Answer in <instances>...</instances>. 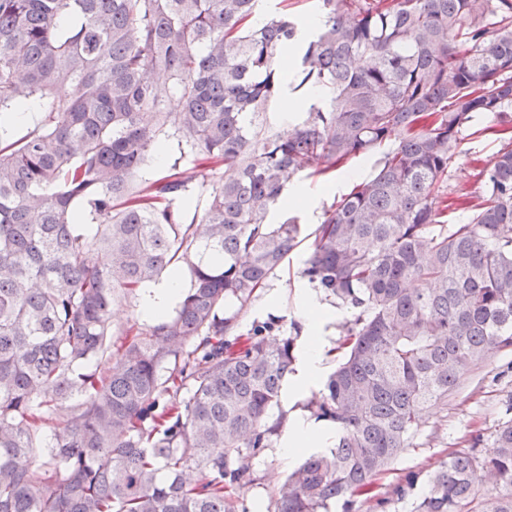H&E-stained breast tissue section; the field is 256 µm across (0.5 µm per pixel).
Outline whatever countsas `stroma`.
<instances>
[{
    "mask_svg": "<svg viewBox=\"0 0 512 512\" xmlns=\"http://www.w3.org/2000/svg\"><path fill=\"white\" fill-rule=\"evenodd\" d=\"M459 149V159L448 174L446 219L451 224L468 218L478 193L476 175L498 151L499 136L490 129L488 119L481 117L471 130L464 132ZM378 159L375 152L357 155L336 170L326 173L309 170L295 181V188L304 193L303 202L278 208L272 213L271 220L277 223L289 216L298 217L307 236L269 276L255 304L242 314L241 330H248L253 322L265 321L273 315L279 318L283 331H290L292 323L298 320L299 295L308 288L302 271L312 251V232L334 202L373 173ZM510 394L512 352H500L492 356L481 370L469 376L459 393L449 397L447 405L429 413L390 469L376 477L372 498L358 500L354 512H411L410 502L385 503L386 493L408 472L431 471L449 453L467 447L472 436L479 434L483 439H490L504 419L501 402ZM252 467L258 480L239 493L240 500L247 505L268 499L272 489L285 480L296 464L281 458L276 448L270 447L253 459Z\"/></svg>",
    "mask_w": 512,
    "mask_h": 512,
    "instance_id": "35a3bbf8",
    "label": "stroma"
}]
</instances>
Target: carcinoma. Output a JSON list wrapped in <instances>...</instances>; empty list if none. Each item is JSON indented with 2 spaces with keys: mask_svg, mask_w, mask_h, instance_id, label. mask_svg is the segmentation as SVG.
Instances as JSON below:
<instances>
[{
  "mask_svg": "<svg viewBox=\"0 0 512 512\" xmlns=\"http://www.w3.org/2000/svg\"><path fill=\"white\" fill-rule=\"evenodd\" d=\"M259 2L0 0V512H247L236 492L287 419L269 410L302 332L276 317L237 331L303 240L297 217L269 215L302 172L389 143L314 230L303 276L352 312L304 405L336 442L269 512H352L427 413L512 349V134L477 174L467 222L442 221L474 116L512 131V0H316L307 28L288 13L254 22ZM285 86L302 116L258 131ZM25 112L36 121L16 138ZM171 137L224 168L191 217L190 177L144 178ZM181 269L172 314L120 329L100 372L112 302ZM481 445L391 499L512 512V418Z\"/></svg>",
  "mask_w": 512,
  "mask_h": 512,
  "instance_id": "obj_1",
  "label": "carcinoma"
}]
</instances>
